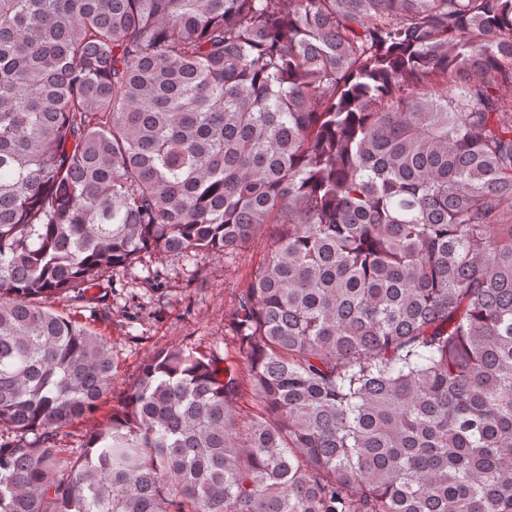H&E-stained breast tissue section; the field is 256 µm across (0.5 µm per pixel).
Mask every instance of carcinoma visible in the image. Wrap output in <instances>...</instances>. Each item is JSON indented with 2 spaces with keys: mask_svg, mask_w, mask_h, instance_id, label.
<instances>
[{
  "mask_svg": "<svg viewBox=\"0 0 512 512\" xmlns=\"http://www.w3.org/2000/svg\"><path fill=\"white\" fill-rule=\"evenodd\" d=\"M512 0H0V512H512ZM278 246L239 366L158 348L141 253Z\"/></svg>",
  "mask_w": 512,
  "mask_h": 512,
  "instance_id": "carcinoma-1",
  "label": "carcinoma"
}]
</instances>
